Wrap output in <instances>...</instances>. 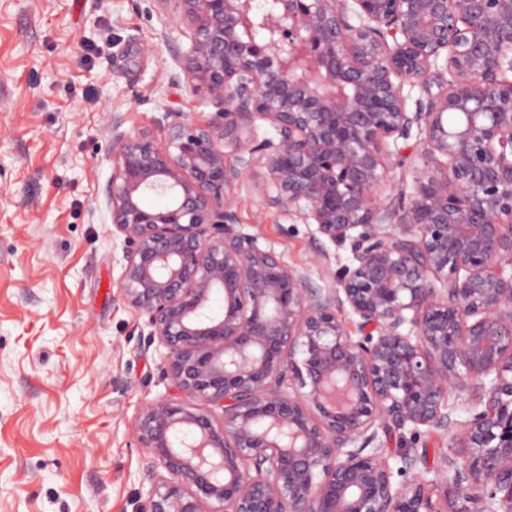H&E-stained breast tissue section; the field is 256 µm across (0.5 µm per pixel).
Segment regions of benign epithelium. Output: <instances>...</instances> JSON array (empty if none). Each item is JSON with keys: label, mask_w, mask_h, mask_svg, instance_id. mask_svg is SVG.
Returning a JSON list of instances; mask_svg holds the SVG:
<instances>
[{"label": "benign epithelium", "mask_w": 512, "mask_h": 512, "mask_svg": "<svg viewBox=\"0 0 512 512\" xmlns=\"http://www.w3.org/2000/svg\"><path fill=\"white\" fill-rule=\"evenodd\" d=\"M171 2L224 112L162 141L111 119L120 296L180 394L135 426L149 512H512V0ZM414 126L425 170L384 204L382 145ZM258 172L266 205L349 243L337 287L242 230L233 188ZM405 430L451 448L396 482L376 440Z\"/></svg>", "instance_id": "1"}]
</instances>
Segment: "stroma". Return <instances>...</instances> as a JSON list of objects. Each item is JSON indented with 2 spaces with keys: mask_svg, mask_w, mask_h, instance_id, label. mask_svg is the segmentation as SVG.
<instances>
[{
  "mask_svg": "<svg viewBox=\"0 0 512 512\" xmlns=\"http://www.w3.org/2000/svg\"><path fill=\"white\" fill-rule=\"evenodd\" d=\"M192 30L172 0H0V512H148L152 479L133 439L174 390L146 315L119 295L124 242L104 204L110 118L124 130L218 125L223 104L189 81ZM422 136L383 144L385 203L410 195ZM267 179L234 191L244 232L321 288L350 247L267 207ZM437 467L449 438L380 436Z\"/></svg>",
  "mask_w": 512,
  "mask_h": 512,
  "instance_id": "1",
  "label": "stroma"
}]
</instances>
